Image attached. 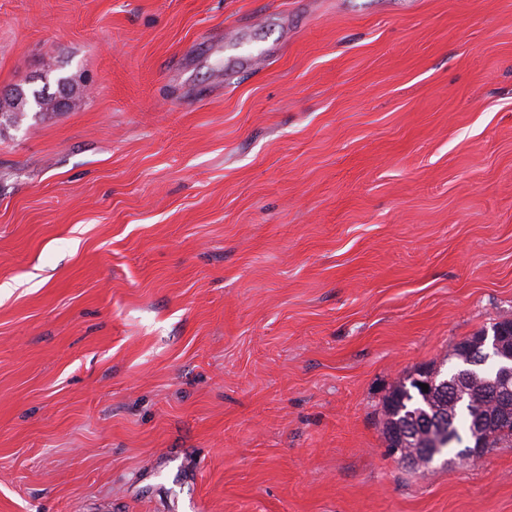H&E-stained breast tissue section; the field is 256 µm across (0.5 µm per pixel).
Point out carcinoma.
Here are the masks:
<instances>
[{
	"mask_svg": "<svg viewBox=\"0 0 512 512\" xmlns=\"http://www.w3.org/2000/svg\"><path fill=\"white\" fill-rule=\"evenodd\" d=\"M484 334L454 347L449 359L457 365L448 374L432 367L408 373L385 396L381 424L388 454L420 460L413 471L428 470L435 458L451 453L465 457L475 448L512 447V395L497 394L496 361L470 366V348Z\"/></svg>",
	"mask_w": 512,
	"mask_h": 512,
	"instance_id": "carcinoma-1",
	"label": "carcinoma"
}]
</instances>
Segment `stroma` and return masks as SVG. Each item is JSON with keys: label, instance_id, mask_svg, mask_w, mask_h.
Masks as SVG:
<instances>
[{"label": "stroma", "instance_id": "35a3bbf8", "mask_svg": "<svg viewBox=\"0 0 512 512\" xmlns=\"http://www.w3.org/2000/svg\"><path fill=\"white\" fill-rule=\"evenodd\" d=\"M0 512H512L388 455L512 319V0H0ZM1 99H6L9 102L13 103L17 109L22 112H0V119L7 117L14 123H19L23 120L25 113L31 108L35 107L37 112H40L42 109L40 108L39 103L33 102L28 98L27 93L22 88H14L9 91L1 92Z\"/></svg>", "mask_w": 512, "mask_h": 512}]
</instances>
